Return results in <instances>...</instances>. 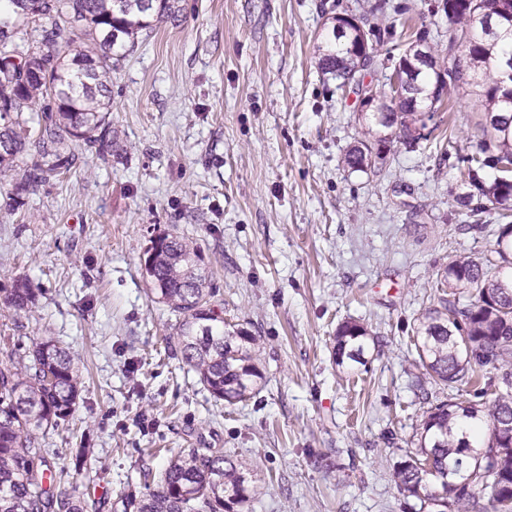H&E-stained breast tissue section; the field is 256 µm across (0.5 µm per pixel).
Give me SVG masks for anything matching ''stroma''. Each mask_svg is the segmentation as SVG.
<instances>
[{
  "label": "stroma",
  "instance_id": "1",
  "mask_svg": "<svg viewBox=\"0 0 512 512\" xmlns=\"http://www.w3.org/2000/svg\"><path fill=\"white\" fill-rule=\"evenodd\" d=\"M171 2L112 77L111 156L73 145L71 170L21 212L0 179V288L20 276L38 290L26 316H0V360L45 335L82 378L73 418L40 439L54 488L86 512H137L167 449L220 448L257 479L248 512H408L392 467L425 409L415 329L449 256L489 254L502 219L462 203L475 86L449 88L428 139L353 171L360 99L321 74L317 37L353 14L442 50L446 0ZM164 233L198 246L225 330L257 338L263 379L245 401L215 399L181 362L179 319L144 271ZM348 320L371 340L340 367Z\"/></svg>",
  "mask_w": 512,
  "mask_h": 512
}]
</instances>
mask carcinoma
<instances>
[{"mask_svg":"<svg viewBox=\"0 0 512 512\" xmlns=\"http://www.w3.org/2000/svg\"><path fill=\"white\" fill-rule=\"evenodd\" d=\"M40 38L20 49L26 24L10 46H0V173L14 172L12 209L42 184L67 172L75 161L71 145L82 142L100 155L112 152L108 120L112 71L119 51L135 45L170 10L169 0H38ZM339 17L318 34L323 74L361 82L373 63L356 53L359 29H336ZM448 58L410 74L408 98L392 104L394 77L374 111L365 113L366 134L377 127L399 129L402 143L418 141L413 129L434 108L430 93L438 72L452 84H476L483 111L482 132L468 157V179L478 196L512 211L508 171L486 180L479 172L512 164V100L501 85L512 63V11L507 0H456L448 13ZM467 52L461 65L455 50ZM40 58L43 81L23 79L10 62ZM31 115L22 117L24 110ZM368 140L344 157L353 171L375 166ZM34 156L23 168L20 160ZM158 300L181 319L183 364L196 372L210 394L229 404L255 392L262 380L256 364L257 339L240 329L224 333V308L213 302L198 247L184 237L159 235L146 250ZM437 287L439 306L415 330L414 346L424 380L448 391V398L422 413L417 448L394 463L393 476L411 512H512V224L498 228L496 248L481 260L453 255ZM25 278L0 289V309L20 317L36 305ZM367 329L356 323L336 333V364L360 362ZM81 379L71 352L50 338H34L28 362L0 361V512H84L85 504L66 491L45 486L49 449L38 435L69 421L80 397ZM470 398L461 399L465 393ZM256 486L231 456L193 448L171 456L156 490L139 512H243ZM487 503H481L482 495Z\"/></svg>","mask_w":512,"mask_h":512,"instance_id":"obj_1","label":"carcinoma"}]
</instances>
